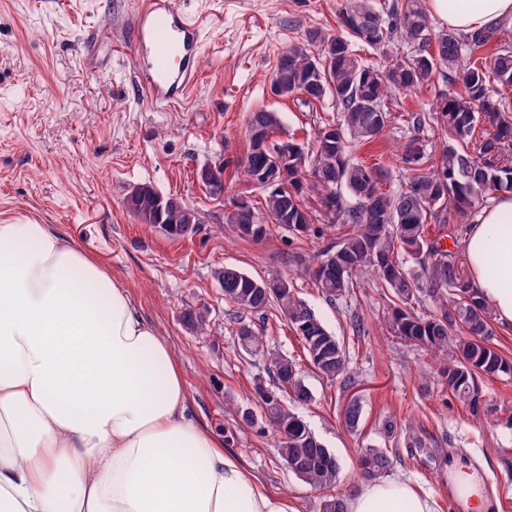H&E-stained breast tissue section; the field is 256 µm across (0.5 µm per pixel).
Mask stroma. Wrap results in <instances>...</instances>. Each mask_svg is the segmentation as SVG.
<instances>
[{"label": "stroma", "mask_w": 512, "mask_h": 512, "mask_svg": "<svg viewBox=\"0 0 512 512\" xmlns=\"http://www.w3.org/2000/svg\"><path fill=\"white\" fill-rule=\"evenodd\" d=\"M137 2L0 0V221L50 225L107 265L173 346L198 423L298 512H316L319 492L285 468L272 432L237 430L227 412L251 405L255 383L270 375L235 343V309L212 277L225 264L256 278H287L344 342L357 376L348 391L316 374L283 316L268 320L270 348L296 362L313 393L302 415L340 462L339 491L361 481L362 449L389 448L400 455L393 474L433 494L440 512H453L452 460L476 469L488 499L504 494V512H512V377L483 382L485 412L473 419L438 382L443 356L386 331L376 281L331 303L305 275L326 238L274 226L263 240H245L224 222L234 202L256 207L264 196L239 172L249 112L280 113L283 135L308 144L331 117L329 109L272 97L269 78L282 51H315L311 31L338 32L342 0H174L198 21L202 48L196 86L169 105L152 102L140 85L132 45ZM434 95L430 87L401 95L393 124L358 157L394 163L410 135L409 115L428 110ZM217 162L224 165L220 199L194 178L196 168ZM144 183L194 208L200 222L192 235L173 239L137 220L124 201ZM190 308L208 309V334L183 324ZM357 316L365 322L361 337L351 329ZM353 396L363 416L349 431L341 420ZM418 439L439 456L413 452Z\"/></svg>", "instance_id": "35a3bbf8"}]
</instances>
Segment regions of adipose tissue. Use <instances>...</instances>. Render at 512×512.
<instances>
[{
  "instance_id": "1",
  "label": "adipose tissue",
  "mask_w": 512,
  "mask_h": 512,
  "mask_svg": "<svg viewBox=\"0 0 512 512\" xmlns=\"http://www.w3.org/2000/svg\"><path fill=\"white\" fill-rule=\"evenodd\" d=\"M426 0L474 32L512 0ZM470 279L512 326V193L463 240ZM347 512H438L399 475ZM0 512H297L193 419L178 358L111 270L31 220L0 221Z\"/></svg>"
}]
</instances>
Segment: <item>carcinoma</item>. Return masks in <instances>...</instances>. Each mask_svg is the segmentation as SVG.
I'll list each match as a JSON object with an SVG mask.
<instances>
[{
  "label": "carcinoma",
  "mask_w": 512,
  "mask_h": 512,
  "mask_svg": "<svg viewBox=\"0 0 512 512\" xmlns=\"http://www.w3.org/2000/svg\"><path fill=\"white\" fill-rule=\"evenodd\" d=\"M339 19L343 32L309 35L318 43V53L288 49V85L277 92L312 108L330 98L339 118L318 128L309 150L295 138L288 139V167L273 185L262 183L267 157L249 144L240 171L244 181L263 189L262 206L253 211L268 220L253 225L251 232L241 229L250 223L249 211L237 204L227 223L241 239L265 238L270 224L304 236L313 231L305 196L318 197L336 241L320 251L311 268L316 287L333 302L351 295L361 278L372 276L388 302L387 331L450 355L439 369L440 383L478 420L483 405L479 381L511 377L512 358L494 342L492 309L470 281L458 237L477 206L493 194L512 193V160L505 156V150L512 149V49L499 47L491 57L483 54L500 34L499 27L473 33L434 31L424 0H405L400 7L392 4L381 11L371 0H344ZM397 42L412 45V54L390 53L388 48ZM434 45L435 55L430 51ZM366 47L380 63L358 54ZM458 68L460 87L438 93L432 112L411 114L414 135L402 145L398 161L412 175L399 188H391L388 165L367 164L353 149L373 142L393 123L397 95L432 87L437 75ZM255 127L275 135L282 129L280 116L267 109L251 112L247 131ZM432 137L440 140L441 150L423 172L420 165ZM142 188L146 197L130 212L173 238L182 236L185 216L160 210L156 199L162 193L149 184ZM431 224L448 226V234H431ZM447 238L448 248L443 244ZM214 278L224 284V300L236 308L239 350L265 357L272 378L270 387L255 385L250 415L238 408L236 417L247 427L256 426L260 418L268 422L288 471L325 492L319 512H345V497L334 492L340 482L339 460L298 411L313 400L312 391L297 364L270 351L263 329L246 317L260 314L265 321L270 310L281 313L315 371L347 389L356 384V376L344 343L295 294L293 285H280L274 278V286L263 281L258 287L256 278L231 264L216 268ZM425 301L431 309L420 316L414 305ZM182 321L196 333L210 326L207 310L200 308L184 311ZM362 415L360 403L346 406L344 426L357 429ZM393 463V451L387 448L361 450V476L366 480L383 477Z\"/></svg>",
  "instance_id": "carcinoma-1"
}]
</instances>
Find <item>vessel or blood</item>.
Masks as SVG:
<instances>
[{"label": "vessel or blood", "instance_id": "vessel-or-blood-1", "mask_svg": "<svg viewBox=\"0 0 512 512\" xmlns=\"http://www.w3.org/2000/svg\"><path fill=\"white\" fill-rule=\"evenodd\" d=\"M133 50L138 73L154 101L180 102L199 79L201 30L170 0H142Z\"/></svg>", "mask_w": 512, "mask_h": 512}]
</instances>
